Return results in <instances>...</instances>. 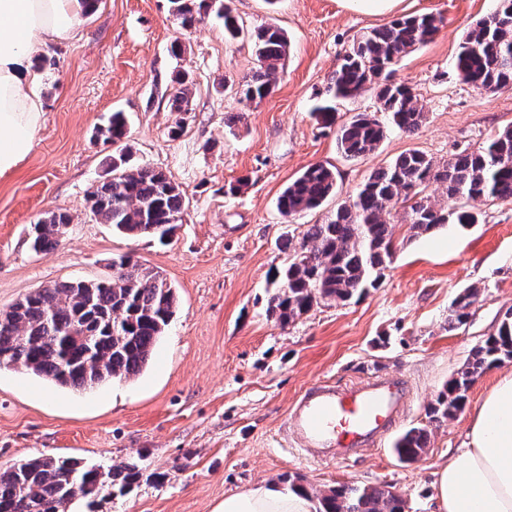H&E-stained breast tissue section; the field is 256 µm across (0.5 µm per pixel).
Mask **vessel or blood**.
Here are the masks:
<instances>
[{"label":"vessel or blood","instance_id":"1","mask_svg":"<svg viewBox=\"0 0 512 512\" xmlns=\"http://www.w3.org/2000/svg\"><path fill=\"white\" fill-rule=\"evenodd\" d=\"M409 399L407 383L391 375L344 386L317 384L292 403L287 426L312 458L340 463L378 445Z\"/></svg>","mask_w":512,"mask_h":512}]
</instances>
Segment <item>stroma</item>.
Here are the masks:
<instances>
[{"instance_id": "obj_1", "label": "stroma", "mask_w": 512, "mask_h": 512, "mask_svg": "<svg viewBox=\"0 0 512 512\" xmlns=\"http://www.w3.org/2000/svg\"><path fill=\"white\" fill-rule=\"evenodd\" d=\"M230 6L247 26L274 23L290 40L275 92L239 121L228 88L253 69L250 43L225 42L214 15L182 31L169 0H98L81 19L80 39L40 62L44 123L30 155L0 177V309L60 281L107 277L119 255L160 271L178 307L134 379L75 391L0 369V470L59 455L104 467L136 461L154 472L106 499L101 512H215L225 496L281 487L290 475L320 492L388 486L402 493L405 512H432L434 472L462 446L472 409L512 374V361L491 368L471 385L465 410L430 422L439 391L512 310V203L476 204L478 223L413 240L396 225L400 243L380 285L349 301L319 305L287 325L268 315L267 301L287 258L284 239H300L374 168L413 149L443 162L512 125V91H478L454 70L462 33L495 0H401L391 17L347 10L340 0ZM424 13L443 16L445 25L396 71L421 99V128L410 136L389 131L374 154L342 155L335 128L313 116L341 55L392 17ZM179 72L194 83L183 115L168 103ZM115 111L128 119L133 163L162 170L185 194L184 220L166 241L126 237L90 211L88 194L105 179L112 151L95 129ZM317 163L336 170V194L286 222L280 194ZM58 210L71 217L59 245L33 252L32 224ZM468 286L478 287V301L466 325L449 329L451 303ZM381 373L404 377L412 391L391 435L342 464L304 459L285 435L291 402L319 382L346 385ZM424 425L431 431L425 453L401 463L396 437Z\"/></svg>"}]
</instances>
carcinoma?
Segmentation results:
<instances>
[{
  "mask_svg": "<svg viewBox=\"0 0 512 512\" xmlns=\"http://www.w3.org/2000/svg\"><path fill=\"white\" fill-rule=\"evenodd\" d=\"M170 11L188 31L212 9L211 0H169ZM224 36L251 43L252 74L234 93L247 108L268 98L276 87L288 53V36L267 24L244 28L228 4L217 10ZM444 26L433 14L411 15L363 33L345 52L331 77L334 95L354 97L376 89L378 111L359 112L339 126L336 147L347 157L375 152L391 129L414 134L425 120L423 104L410 85L395 78L396 66L412 51L427 45ZM457 76L478 91L512 89V0H497L494 14L478 20L462 37L454 60ZM191 84L176 80L170 110L190 111ZM112 146V177L89 194L92 214L102 224L137 238L164 241L182 220V191L165 173L130 163L129 131L124 113L114 112L96 130ZM445 186L447 204L431 199L432 183ZM336 192V172L323 164L308 166L283 190L279 213L288 221L319 209ZM512 202V126L485 145L438 163L420 150H410L370 172L356 192L320 224H312L301 241L286 244L288 258L274 276L276 291L269 313L287 325L323 303L347 301L378 286L391 263L394 225L400 217L409 237L435 233L449 224H475L478 215L459 204ZM71 218L50 213L32 227L30 247L45 252L58 246L61 227ZM112 276L70 280L39 288L0 314V368L22 367L60 387L86 390L114 379H130L147 367L156 343L170 324L176 294L163 276L129 255L112 259ZM475 286L452 303L448 326L466 323L477 302ZM512 360V310L497 332L486 338L456 376L438 393L429 409L435 421L460 413L474 379L489 368ZM429 431L414 427L394 444L397 457L414 462L428 447ZM144 469L135 462L89 466L79 458L38 456L0 472V512H70L77 500L91 506L114 494L124 495L140 483ZM316 512H402V499L390 489L372 485L339 486L314 492Z\"/></svg>",
  "mask_w": 512,
  "mask_h": 512,
  "instance_id": "cac0c4a2",
  "label": "carcinoma"
}]
</instances>
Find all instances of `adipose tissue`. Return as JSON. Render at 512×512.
I'll use <instances>...</instances> for the list:
<instances>
[{
  "mask_svg": "<svg viewBox=\"0 0 512 512\" xmlns=\"http://www.w3.org/2000/svg\"><path fill=\"white\" fill-rule=\"evenodd\" d=\"M93 0H0V177L33 149L45 119L41 58L79 37ZM433 512H512V374L471 416L467 444L434 473ZM300 491L268 484L226 496L217 512H311Z\"/></svg>",
  "mask_w": 512,
  "mask_h": 512,
  "instance_id": "adipose-tissue-1",
  "label": "adipose tissue"
}]
</instances>
